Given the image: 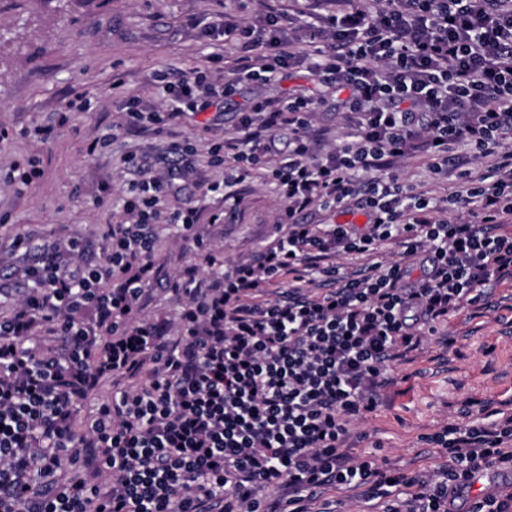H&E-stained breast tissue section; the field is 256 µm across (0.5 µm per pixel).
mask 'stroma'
<instances>
[{
	"mask_svg": "<svg viewBox=\"0 0 512 512\" xmlns=\"http://www.w3.org/2000/svg\"><path fill=\"white\" fill-rule=\"evenodd\" d=\"M272 2L282 10L289 5V0H248L242 10L236 0H0V27L17 34L0 48V126L13 132L0 142V284L12 297L25 290L16 270L25 265L27 252L75 239L82 246L80 264L102 263L136 178L124 156L136 154L159 174L163 152L174 141L194 144L198 154L170 207L193 196L206 213L223 215V223L204 220L196 231L219 249L225 263L271 241L283 205L275 184L260 178L242 204L225 200L223 192L208 189L224 173L209 166L206 150L235 127L241 108L255 95L280 97L308 84L306 69L293 70L281 83L242 82L219 112L185 114L160 134L128 131L124 105L132 96L166 105L156 73L210 67L214 48L205 33L217 14L236 11L250 21ZM79 95L90 99V111L66 112ZM36 124L54 126L53 137L45 142L25 137V129ZM32 158L43 175L26 193H16L6 179L13 167ZM20 237L28 250L16 247ZM156 259L170 280L192 265L208 271L173 229L160 231ZM485 296L487 308L451 314L438 335L390 366L381 403L351 424L368 435L355 455L429 477L445 463L446 453L429 444L428 435L449 423L468 422L488 406L512 410V280L489 282Z\"/></svg>",
	"mask_w": 512,
	"mask_h": 512,
	"instance_id": "35a3bbf8",
	"label": "stroma"
}]
</instances>
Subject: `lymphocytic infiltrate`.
Returning <instances> with one entry per match:
<instances>
[{"instance_id": "1", "label": "lymphocytic infiltrate", "mask_w": 512, "mask_h": 512, "mask_svg": "<svg viewBox=\"0 0 512 512\" xmlns=\"http://www.w3.org/2000/svg\"><path fill=\"white\" fill-rule=\"evenodd\" d=\"M213 33L238 53L224 81L211 69L158 74L170 105L132 101L126 126L160 133L243 80L308 66L313 85L252 98L235 137L209 148L211 166L234 162L232 199L257 177L276 184L273 238L227 266L195 233L200 208L164 209L193 154L173 142L166 173L129 191L103 263L71 266L72 241L66 260L23 267L29 291L0 315V512H336V489L365 490L382 512H456L477 473L512 470V414L432 434L449 462L431 479L355 456L349 425L375 410L390 363L450 313L482 307L487 283L512 279V231L501 230L512 222V0H304L296 16L223 14ZM320 85L344 92L353 135L318 156ZM416 152L456 191L401 181L396 159ZM315 207L366 221L303 222ZM168 226L211 269L174 282V340L142 315ZM353 254L375 262L342 272L338 257ZM424 258L410 280L408 262ZM107 380L110 395L76 425Z\"/></svg>"}]
</instances>
